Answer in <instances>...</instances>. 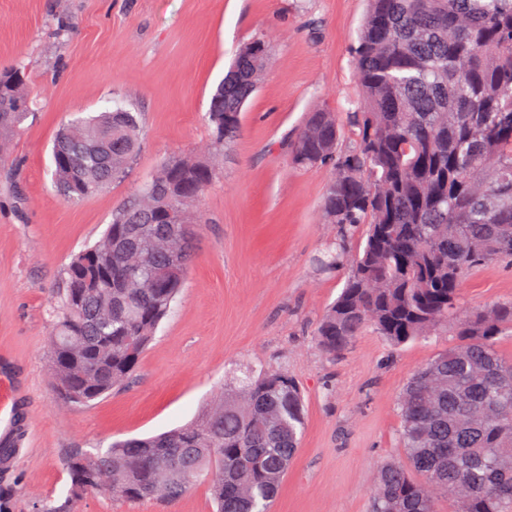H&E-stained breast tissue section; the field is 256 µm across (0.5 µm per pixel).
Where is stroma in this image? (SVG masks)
<instances>
[{
  "label": "stroma",
  "mask_w": 512,
  "mask_h": 512,
  "mask_svg": "<svg viewBox=\"0 0 512 512\" xmlns=\"http://www.w3.org/2000/svg\"><path fill=\"white\" fill-rule=\"evenodd\" d=\"M367 0H0V71L21 69L32 103L0 162V512H43L70 488L65 460L184 425L244 368L280 369L306 404L301 447L272 512H370L378 467L403 459L397 398L453 347V332L401 346L366 331L329 357L314 330L345 267L322 269L327 166L302 169L289 145L321 105L349 130L360 87L354 49ZM270 61L196 204L197 256L131 381L88 406L61 402L49 309L74 254L170 155L206 153L209 100L237 51ZM133 105L144 141L127 178L78 202L52 182L51 149L74 113ZM512 300V265L472 270L465 309ZM78 512H213L206 484L173 503L88 493Z\"/></svg>",
  "instance_id": "stroma-1"
}]
</instances>
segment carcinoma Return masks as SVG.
Segmentation results:
<instances>
[{"mask_svg":"<svg viewBox=\"0 0 512 512\" xmlns=\"http://www.w3.org/2000/svg\"><path fill=\"white\" fill-rule=\"evenodd\" d=\"M238 53L212 95V158L171 156L112 213L102 238L74 256L51 308V359L61 397L87 404L136 370L188 269L212 181V159L239 131L269 49ZM361 111L356 146L337 154L335 113H308L290 157L332 168L323 221L338 228L320 265L348 268L319 322L329 356L366 330L393 344L452 326L460 342L407 382L398 405L407 463L376 474L371 512H512V361L496 343L512 329V300L460 313L465 276L512 259V0H368L355 51ZM21 70L0 72V159L29 108ZM143 142L141 115L124 107L77 115L52 148L68 200L126 178ZM365 227L362 248L349 239ZM305 402L282 370L246 371L188 425L75 452L70 488L45 512H75L80 494L174 501L206 481L215 512H271L304 429Z\"/></svg>","mask_w":512,"mask_h":512,"instance_id":"cac0c4a2","label":"carcinoma"}]
</instances>
